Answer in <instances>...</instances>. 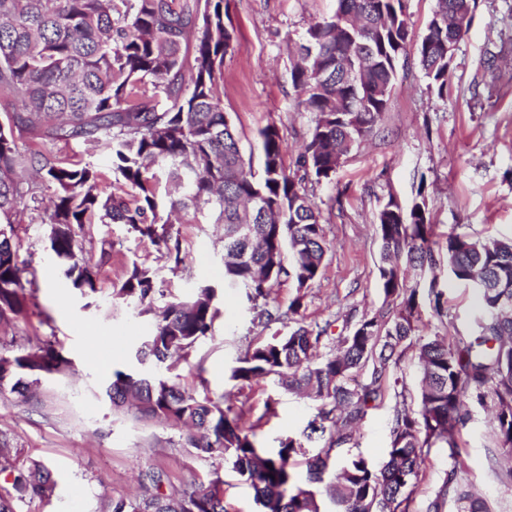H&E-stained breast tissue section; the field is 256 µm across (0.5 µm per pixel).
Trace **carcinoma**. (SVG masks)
Segmentation results:
<instances>
[{
	"label": "carcinoma",
	"instance_id": "cac0c4a2",
	"mask_svg": "<svg viewBox=\"0 0 512 512\" xmlns=\"http://www.w3.org/2000/svg\"><path fill=\"white\" fill-rule=\"evenodd\" d=\"M335 12L309 25L292 65L300 105L314 114L309 139L286 165L279 128L259 131L260 177L251 170L219 93L224 58L235 33L224 24V0H0V217L6 218L44 189L53 191L48 213L50 248L63 275L81 295L99 293L98 267L112 259L83 256L88 224H125L149 240L177 273L184 266L171 214L194 213L224 225V287L242 289L265 330L292 322L249 345L236 359L231 380L242 390L271 378L308 399L315 415L302 437L288 436L267 449L243 410L226 398L181 386L178 364L212 335L217 289L197 285L187 300L166 294L156 274L132 263L112 299L148 318L136 349L140 372L117 370L106 394L112 407L135 419L185 429L183 445L219 458L253 490L261 512H321L320 496L336 512H408L428 449L444 448L462 463L463 430L471 403L493 413L498 449L512 455V238L482 239L452 231L437 239L426 203L406 212L391 199L378 214L379 280L383 306L363 317L349 335L321 352L326 329L305 325L303 291L320 277L327 253L321 212L309 199L308 179L321 182L373 132L385 112L399 57L406 52V0H336ZM476 0H437L416 55L424 75L448 100V44L459 43ZM30 134L52 141L82 140L106 148L119 192H96L100 178L89 165L63 162L23 149ZM37 181L21 186L17 171ZM253 225L252 235L239 232ZM11 221L0 224V391L22 400L31 385L63 376L72 361L53 341L36 348L5 341L29 312ZM472 288L478 315L472 336L451 335L448 298L438 272ZM292 281L297 294L286 310L268 309L273 284ZM163 300V305L156 304ZM439 322L419 334L424 310ZM414 349L420 368L417 396L393 379L395 405L390 446L382 465L361 456L337 465L331 451L356 440L355 425L388 389L394 367ZM369 369V377L358 380ZM320 443L300 485L293 457L304 442ZM0 512H17L26 499H50L56 481L42 461L30 459L0 433ZM161 470L145 474L143 493L112 498L103 512H226L220 470L180 492L164 490ZM456 512H491L448 472L428 512L445 502Z\"/></svg>",
	"mask_w": 512,
	"mask_h": 512
}]
</instances>
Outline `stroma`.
Instances as JSON below:
<instances>
[{
  "instance_id": "obj_1",
  "label": "stroma",
  "mask_w": 512,
  "mask_h": 512,
  "mask_svg": "<svg viewBox=\"0 0 512 512\" xmlns=\"http://www.w3.org/2000/svg\"><path fill=\"white\" fill-rule=\"evenodd\" d=\"M336 0H224V23L236 35L224 59L221 97L244 153L258 150L259 129L276 124L287 161H294L312 125L297 109L289 48L314 21L331 15ZM497 55L498 67L484 61ZM449 101L440 100L423 75L415 53L400 58L387 109L374 133L343 161L331 181L314 185L312 200L321 210L327 242L319 280L305 292L300 317L324 324L331 341L382 305L378 288L377 217L388 200L405 208L425 201L440 232L463 226L481 238L512 237V0H477L468 33L458 43L448 75ZM42 150L68 162L90 164L100 174L97 190L112 192L109 153L82 142L46 141ZM14 241L34 288L27 319L19 321V344L56 341L73 366L68 375L44 387L42 403H26L0 392V431L25 455L46 462L57 482L48 500L21 503V512H101L110 497L137 492L147 471L165 470L172 489L207 480L213 469L224 478L227 512H260L253 491L229 466L182 446L179 428L138 420L113 409L105 387L115 370L135 366L134 352L146 334L145 319L133 317L112 300L113 289L131 264L150 268L165 288L182 298L200 283L219 287L220 312L213 334L194 355L205 360L204 374L191 363L179 368L181 384L217 399L232 391L230 369L248 345L266 336L253 324L242 294L223 290V249L216 225L203 217L175 222L186 270L173 274L149 241L123 224L91 225L86 254L99 255L112 243L111 264L100 274L101 291L87 301L72 288L49 248L45 211L21 210L12 218ZM448 319L459 335H470L477 301L471 290L449 276ZM275 414L265 412L268 398ZM243 422L255 426L262 446L297 436L314 415L309 400L285 392L271 379L244 388ZM393 396L369 410L353 447L335 449L337 462L362 456L380 466L389 447ZM491 410L473 407L464 439L461 481L486 498L493 512H512V481L504 466L491 464ZM449 469L444 449L431 448L412 491L411 512H427Z\"/></svg>"
}]
</instances>
